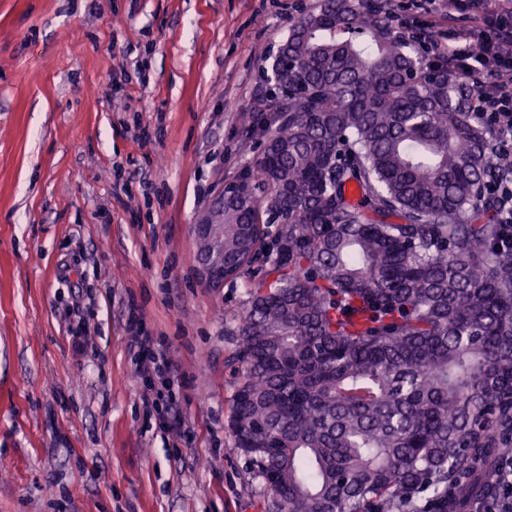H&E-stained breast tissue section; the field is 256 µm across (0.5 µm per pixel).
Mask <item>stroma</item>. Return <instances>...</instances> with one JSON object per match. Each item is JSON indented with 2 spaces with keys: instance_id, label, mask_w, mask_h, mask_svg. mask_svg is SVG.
I'll list each match as a JSON object with an SVG mask.
<instances>
[{
  "instance_id": "35a3bbf8",
  "label": "stroma",
  "mask_w": 512,
  "mask_h": 512,
  "mask_svg": "<svg viewBox=\"0 0 512 512\" xmlns=\"http://www.w3.org/2000/svg\"><path fill=\"white\" fill-rule=\"evenodd\" d=\"M318 3L0 0V512H268L230 427L260 266L207 287L193 226L252 168L265 71ZM130 328V347L136 349L141 359L139 366L141 375L153 379L154 376H160L169 370L171 361L167 351L156 346L154 337L141 327V320L134 314L131 317Z\"/></svg>"
}]
</instances>
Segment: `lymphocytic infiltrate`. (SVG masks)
I'll use <instances>...</instances> for the list:
<instances>
[{
	"label": "lymphocytic infiltrate",
	"mask_w": 512,
	"mask_h": 512,
	"mask_svg": "<svg viewBox=\"0 0 512 512\" xmlns=\"http://www.w3.org/2000/svg\"><path fill=\"white\" fill-rule=\"evenodd\" d=\"M453 26L447 40L432 31L424 33V49L450 71L472 78L476 90L470 99L475 121L490 134L493 155L512 154V56L504 46L512 44V0H443ZM468 24L456 26L457 17ZM130 346L139 358L141 375L154 377L171 367L165 349L141 326L130 322Z\"/></svg>",
	"instance_id": "obj_1"
}]
</instances>
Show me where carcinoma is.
<instances>
[{"label": "carcinoma", "instance_id": "1", "mask_svg": "<svg viewBox=\"0 0 512 512\" xmlns=\"http://www.w3.org/2000/svg\"><path fill=\"white\" fill-rule=\"evenodd\" d=\"M280 120L196 254L267 267L232 405L271 512H454L512 458V253L483 194L512 155L448 75L355 0L294 21L266 75ZM253 224H274L257 237Z\"/></svg>", "mask_w": 512, "mask_h": 512}]
</instances>
